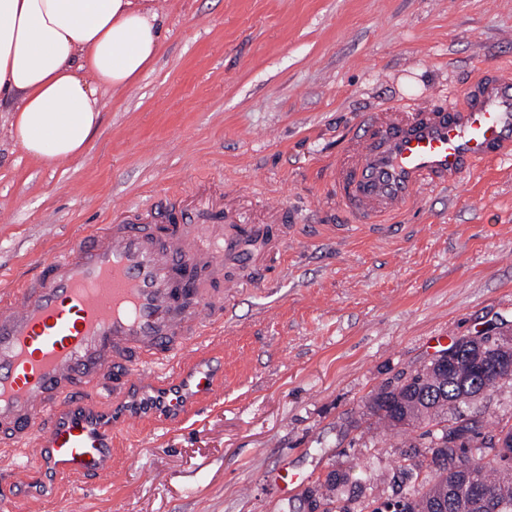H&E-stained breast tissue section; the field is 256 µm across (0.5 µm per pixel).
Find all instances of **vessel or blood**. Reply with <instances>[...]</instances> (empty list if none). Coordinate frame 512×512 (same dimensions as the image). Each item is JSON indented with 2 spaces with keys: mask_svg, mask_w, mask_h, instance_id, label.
I'll list each match as a JSON object with an SVG mask.
<instances>
[{
  "mask_svg": "<svg viewBox=\"0 0 512 512\" xmlns=\"http://www.w3.org/2000/svg\"><path fill=\"white\" fill-rule=\"evenodd\" d=\"M512 161V74L481 71L463 96L368 115L336 170V198L363 223L402 212L426 188ZM235 225L106 224L0 290V461L28 482L97 479L117 425L194 415L215 384L189 349L224 314ZM111 386L115 410L92 395Z\"/></svg>",
  "mask_w": 512,
  "mask_h": 512,
  "instance_id": "vessel-or-blood-1",
  "label": "vessel or blood"
}]
</instances>
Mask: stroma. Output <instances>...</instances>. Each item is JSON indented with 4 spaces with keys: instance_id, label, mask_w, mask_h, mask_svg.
<instances>
[{
    "instance_id": "35a3bbf8",
    "label": "stroma",
    "mask_w": 512,
    "mask_h": 512,
    "mask_svg": "<svg viewBox=\"0 0 512 512\" xmlns=\"http://www.w3.org/2000/svg\"><path fill=\"white\" fill-rule=\"evenodd\" d=\"M163 45L101 97L78 156L31 161L0 101V289L100 226L156 211L196 224L279 225L255 266L224 268L216 395L177 427L117 434L89 484L15 483L17 512H309L334 470L339 505L391 499L422 429L367 410L437 353L441 336H512V163H495L382 229L336 202L332 172L365 114L463 92L512 67V0H159ZM512 427V380L465 406Z\"/></svg>"
}]
</instances>
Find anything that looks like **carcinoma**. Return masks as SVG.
I'll return each instance as SVG.
<instances>
[{
    "label": "carcinoma",
    "instance_id": "cac0c4a2",
    "mask_svg": "<svg viewBox=\"0 0 512 512\" xmlns=\"http://www.w3.org/2000/svg\"><path fill=\"white\" fill-rule=\"evenodd\" d=\"M470 349L456 352L455 363L447 368L429 363L410 376L411 382L380 390L370 399L368 408L388 428L433 426L426 431L431 439L445 436L448 421L460 415V407L486 395L502 381L499 376L484 375L475 370ZM453 439L471 444V452L481 460L478 468L463 473L458 470L460 449L455 445L426 447L432 477L411 487L405 497L412 498L410 512H512V428L498 436L479 431L471 421L451 432ZM505 441L498 448L495 438Z\"/></svg>",
    "mask_w": 512,
    "mask_h": 512
}]
</instances>
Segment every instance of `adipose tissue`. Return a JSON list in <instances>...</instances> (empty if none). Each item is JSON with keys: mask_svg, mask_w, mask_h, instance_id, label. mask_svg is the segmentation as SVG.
<instances>
[{"mask_svg": "<svg viewBox=\"0 0 512 512\" xmlns=\"http://www.w3.org/2000/svg\"><path fill=\"white\" fill-rule=\"evenodd\" d=\"M154 0H0V97L37 162L68 160L99 124V90L131 86L161 47Z\"/></svg>", "mask_w": 512, "mask_h": 512, "instance_id": "ef3b65f1", "label": "adipose tissue"}]
</instances>
